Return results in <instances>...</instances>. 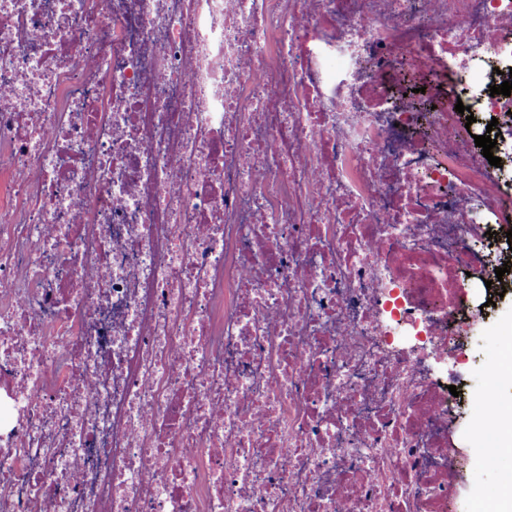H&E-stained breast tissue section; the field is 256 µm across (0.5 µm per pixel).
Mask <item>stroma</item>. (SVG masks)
Wrapping results in <instances>:
<instances>
[{
  "label": "stroma",
  "instance_id": "1",
  "mask_svg": "<svg viewBox=\"0 0 512 512\" xmlns=\"http://www.w3.org/2000/svg\"><path fill=\"white\" fill-rule=\"evenodd\" d=\"M512 320V297L503 296L487 314L485 321L467 326L468 357L449 358L448 376L458 379L461 407L451 428L450 441L457 452L460 480L452 512H481L478 495L494 496L504 474L503 464L477 466L471 456L472 423L481 411L476 398L485 385L486 374L501 356L500 336L503 326Z\"/></svg>",
  "mask_w": 512,
  "mask_h": 512
}]
</instances>
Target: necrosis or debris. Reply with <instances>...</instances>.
<instances>
[{
  "label": "necrosis or debris",
  "mask_w": 512,
  "mask_h": 512,
  "mask_svg": "<svg viewBox=\"0 0 512 512\" xmlns=\"http://www.w3.org/2000/svg\"><path fill=\"white\" fill-rule=\"evenodd\" d=\"M509 71L512 0H0V512H448Z\"/></svg>",
  "instance_id": "necrosis-or-debris-1"
}]
</instances>
